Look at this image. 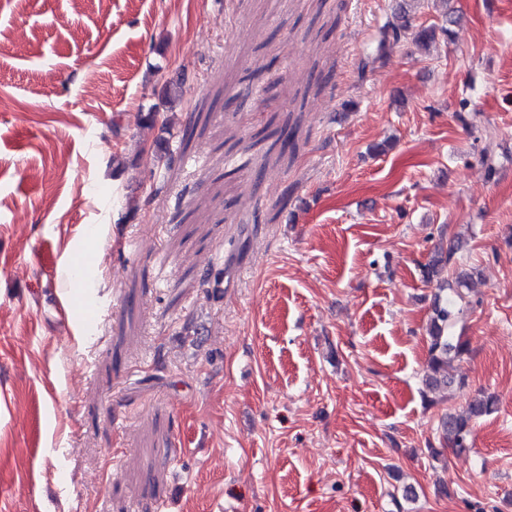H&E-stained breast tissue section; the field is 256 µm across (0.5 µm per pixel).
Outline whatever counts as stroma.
Masks as SVG:
<instances>
[{"label": "stroma", "mask_w": 512, "mask_h": 512, "mask_svg": "<svg viewBox=\"0 0 512 512\" xmlns=\"http://www.w3.org/2000/svg\"><path fill=\"white\" fill-rule=\"evenodd\" d=\"M330 9L0 0V512H512V0ZM443 225L479 276L431 406ZM497 406L496 395L480 390L471 397L464 412L442 413L435 441L428 443L429 456L438 460L445 455L448 448H453L458 453L467 451L472 447L474 424L480 418L496 412Z\"/></svg>", "instance_id": "1"}]
</instances>
